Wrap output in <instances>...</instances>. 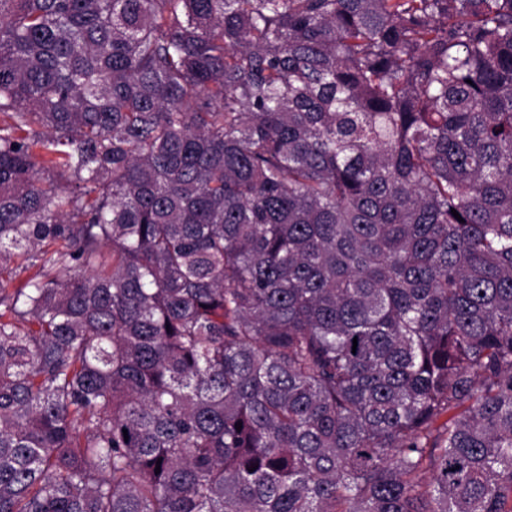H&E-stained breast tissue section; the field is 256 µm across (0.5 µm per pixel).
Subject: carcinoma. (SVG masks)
I'll return each instance as SVG.
<instances>
[{
    "label": "carcinoma",
    "instance_id": "obj_1",
    "mask_svg": "<svg viewBox=\"0 0 512 512\" xmlns=\"http://www.w3.org/2000/svg\"><path fill=\"white\" fill-rule=\"evenodd\" d=\"M0 512H512V0H0Z\"/></svg>",
    "mask_w": 512,
    "mask_h": 512
}]
</instances>
